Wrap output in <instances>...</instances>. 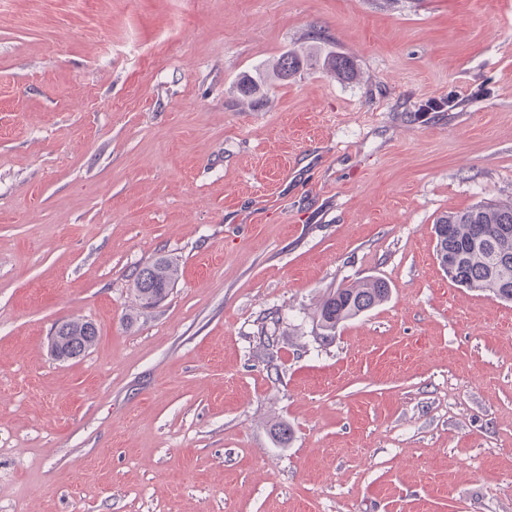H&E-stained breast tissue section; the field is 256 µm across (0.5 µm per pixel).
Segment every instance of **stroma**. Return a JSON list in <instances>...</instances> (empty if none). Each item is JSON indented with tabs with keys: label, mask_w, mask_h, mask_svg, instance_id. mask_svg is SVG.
Segmentation results:
<instances>
[{
	"label": "stroma",
	"mask_w": 512,
	"mask_h": 512,
	"mask_svg": "<svg viewBox=\"0 0 512 512\" xmlns=\"http://www.w3.org/2000/svg\"><path fill=\"white\" fill-rule=\"evenodd\" d=\"M315 44L353 78L241 100ZM487 202L512 0H0V512H512V303L433 235ZM322 54L321 47H316L305 55L295 51L284 52L271 67L259 69L255 75H245L238 82L237 92L243 98L258 101L262 92L268 91L272 84L286 81L305 67L316 64ZM177 279V268L165 258L141 268L135 278L138 296L150 306L167 296ZM390 288L381 278L366 279L359 287H338L322 301L319 323L326 337L336 334V328L346 320L386 301ZM66 327H68V330L66 331V336L80 337V339H78L79 351L76 353L78 356H80L89 347H91L97 339V328L90 321L69 320L66 323Z\"/></svg>",
	"instance_id": "obj_1"
}]
</instances>
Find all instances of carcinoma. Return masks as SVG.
Here are the masks:
<instances>
[{"instance_id": "1", "label": "carcinoma", "mask_w": 512, "mask_h": 512, "mask_svg": "<svg viewBox=\"0 0 512 512\" xmlns=\"http://www.w3.org/2000/svg\"><path fill=\"white\" fill-rule=\"evenodd\" d=\"M323 61V66L339 78L352 75L350 61L319 47L306 54L282 53L269 68L246 75L238 82V94L258 101L268 86L286 81L304 68ZM446 229L442 240L448 249V264L456 266V275L466 287L512 302V204H480L441 217L434 233ZM177 279V268L165 258L141 268L135 278L138 296L147 306L167 296ZM390 288L381 278H369L358 287H338L322 301L319 323L326 336L346 320L386 301ZM67 335L78 337L79 353H84L97 339V328L87 320H69Z\"/></svg>"}]
</instances>
